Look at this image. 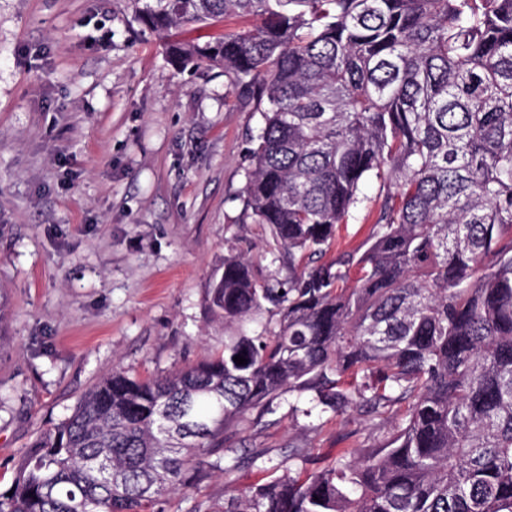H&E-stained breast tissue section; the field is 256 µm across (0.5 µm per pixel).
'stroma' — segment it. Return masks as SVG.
<instances>
[{
	"mask_svg": "<svg viewBox=\"0 0 512 512\" xmlns=\"http://www.w3.org/2000/svg\"><path fill=\"white\" fill-rule=\"evenodd\" d=\"M136 0H0V492L37 434L120 366L140 378L223 350L204 290L224 257L284 279L264 225L245 212L262 123L217 69L180 70ZM244 431L260 459L171 495L223 504L300 455L333 463L379 430L358 411Z\"/></svg>",
	"mask_w": 512,
	"mask_h": 512,
	"instance_id": "35a3bbf8",
	"label": "stroma"
}]
</instances>
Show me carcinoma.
Here are the masks:
<instances>
[{"instance_id":"cac0c4a2","label":"carcinoma","mask_w":512,"mask_h":512,"mask_svg":"<svg viewBox=\"0 0 512 512\" xmlns=\"http://www.w3.org/2000/svg\"><path fill=\"white\" fill-rule=\"evenodd\" d=\"M141 2L159 34L256 21L166 55L224 69L263 114L245 211L288 280L225 256L204 296L224 352L112 368L14 464L0 512H154L261 458L240 434L285 395L383 436L188 512H512V0ZM360 209L365 249L325 259Z\"/></svg>"}]
</instances>
